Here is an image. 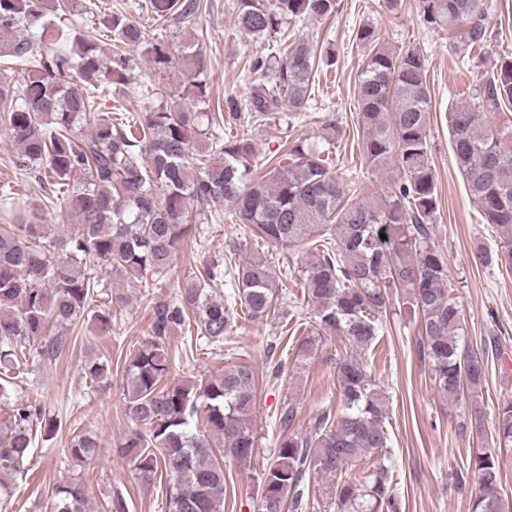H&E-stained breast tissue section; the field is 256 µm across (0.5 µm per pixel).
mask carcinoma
Returning <instances> with one entry per match:
<instances>
[{
  "label": "carcinoma",
  "mask_w": 512,
  "mask_h": 512,
  "mask_svg": "<svg viewBox=\"0 0 512 512\" xmlns=\"http://www.w3.org/2000/svg\"><path fill=\"white\" fill-rule=\"evenodd\" d=\"M426 22L453 31L458 51L486 41L481 0H419ZM157 21L195 19L201 0H149ZM336 12V0H238L236 24L276 53L256 57L259 75L246 110L233 97L227 108L207 109L209 87L200 36H188L178 53L161 37L123 13L103 20L113 41L148 57L162 73L182 61L191 78L190 107L161 106L132 123L94 108L99 90L126 85L131 57L106 61L95 42L72 25L71 11L57 0H0V57L24 68L14 84L0 77V127L18 146L17 170L58 195L75 224L62 243L47 235L46 209L11 190L0 191V400L18 379L64 357L70 330L89 315L95 335L112 334V311L96 309L94 271L101 268L126 284L146 274L169 279L181 244L206 237V209L223 204L253 235L281 249L312 247L300 269L304 299L313 306L311 332L299 356H316L328 336L345 351L332 359L338 409L323 412L306 430L295 427L296 405L281 407L274 460L260 477L257 512H307L305 485L314 473L335 477L364 459L375 464L361 478L331 492L336 512H401L386 463L387 396L372 377L364 353L380 336L390 307V288L403 290V306L421 315L423 351L434 391L459 402L476 395L488 367V348L470 346L461 306L448 279V262L430 226L438 210L431 160L430 94L426 58L415 50L393 51L380 31L361 26L356 41L365 59L356 82L360 152L372 168L396 163L399 179L385 195L349 193L333 168L332 140L320 149L298 140L288 161L265 176L254 173L255 146L247 134L211 139L208 150L194 139L231 120L252 127L288 110L306 115L311 78L335 54L303 36L280 38L282 27ZM512 104V58L478 85L474 102L450 112L449 137L468 196L482 218L504 235L503 244L479 259L512 273V130L495 120ZM78 185L70 183L72 178ZM386 238H381V235ZM233 303L224 304V277ZM174 296L155 306L152 338L130 356L123 385L125 414L137 426L122 443L138 479L166 476L168 512H224V459L248 470L256 449V375L235 365L188 384L165 383L174 362L166 339L196 327L189 348L219 355L232 328L235 307L251 320L287 313L288 286L269 262L254 256L225 274L224 263L205 261L177 279ZM111 367L91 358L85 377L93 388ZM0 434V491L24 472L37 434L62 427L41 401L17 397ZM493 442L478 449L456 472L461 489L477 481L471 512H512L501 493L502 455L512 454V400L497 404ZM90 433L72 438L65 454L78 464L97 458ZM102 512H128L113 491ZM50 512H89L83 480L71 477L52 491Z\"/></svg>",
  "instance_id": "1"
}]
</instances>
